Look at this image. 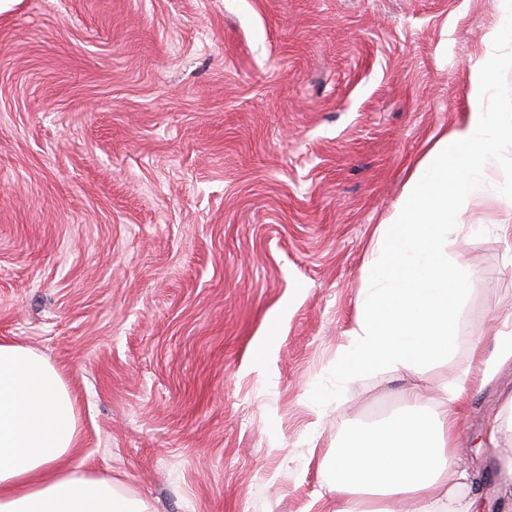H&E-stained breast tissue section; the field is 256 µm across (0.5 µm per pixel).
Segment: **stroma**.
<instances>
[{
  "instance_id": "35a3bbf8",
  "label": "stroma",
  "mask_w": 512,
  "mask_h": 512,
  "mask_svg": "<svg viewBox=\"0 0 512 512\" xmlns=\"http://www.w3.org/2000/svg\"><path fill=\"white\" fill-rule=\"evenodd\" d=\"M504 0H7L0 6V340L44 355L78 404L75 464L153 512H319L320 465L403 379L337 365L362 266L418 161L470 108L512 112ZM449 235L471 319L512 322V209L485 195ZM277 336L261 361L270 316ZM512 365L459 440L485 512L508 495L482 437Z\"/></svg>"
}]
</instances>
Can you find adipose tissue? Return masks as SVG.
Instances as JSON below:
<instances>
[{"mask_svg":"<svg viewBox=\"0 0 512 512\" xmlns=\"http://www.w3.org/2000/svg\"><path fill=\"white\" fill-rule=\"evenodd\" d=\"M497 68L478 62L466 120L443 132L380 224L362 267L363 288L341 346L348 376L386 371L408 379L410 406L366 426L327 456L322 476L335 497L327 512H482L464 491L458 425L473 391L512 362V326L475 336L469 366L428 393L416 378L447 360L468 293L467 263L448 256V234L470 201L488 155L512 137V112L481 100ZM75 403L57 369L34 349L0 340V512H150L111 478L73 466Z\"/></svg>","mask_w":512,"mask_h":512,"instance_id":"1","label":"adipose tissue"}]
</instances>
